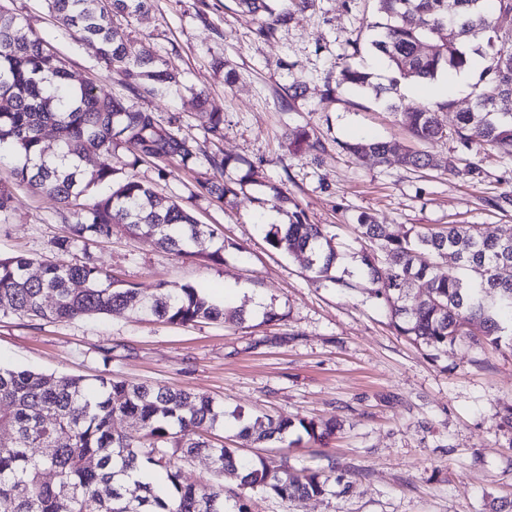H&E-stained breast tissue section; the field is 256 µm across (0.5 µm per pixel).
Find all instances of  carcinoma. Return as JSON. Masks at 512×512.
I'll return each mask as SVG.
<instances>
[{
  "label": "carcinoma",
  "instance_id": "obj_1",
  "mask_svg": "<svg viewBox=\"0 0 512 512\" xmlns=\"http://www.w3.org/2000/svg\"><path fill=\"white\" fill-rule=\"evenodd\" d=\"M151 0H47L57 23L98 45L101 66L123 74L127 94L100 95L90 82L74 83L62 59L40 36L22 33L21 21L0 5V160L8 156L14 179L52 195L60 204L65 235L54 245L62 251L109 240L123 229L147 236L164 250L189 257L221 260L211 249L217 232L201 225L177 202L140 181L128 168L152 163L158 177L168 167H189L201 148L180 135L179 118L166 120L137 104V99L180 84L150 48L132 54L112 28V15H136ZM380 20L367 24L364 40L349 43L351 52L339 66L335 84H326L325 99L350 91H368L375 101L399 117L410 136L433 144L454 136L458 151L479 143L487 155L512 159V112L499 104L512 100V0H375ZM257 21L256 36L274 37L290 13L278 12L272 0H236ZM388 61L389 83L375 81L359 62L363 55ZM484 60L468 111H455L453 132L441 119L454 111L444 99L417 107L404 104V81H431L449 71ZM52 127L57 149L42 145V131ZM294 152H324L325 143L308 126L285 135ZM336 148L357 161L379 165L397 162L409 170L459 172L456 155L444 164L424 150L403 147L394 139L338 141ZM124 149L128 162L118 155ZM99 162L92 172L83 162ZM219 176L242 160L222 151L204 154ZM263 172L251 163L236 181L197 183V194L224 205L247 185L261 182ZM272 207L291 211L290 222L273 224L267 244L280 252L301 255L317 280L341 287L352 284L336 276L339 256L325 225L309 223L306 212L272 186ZM365 245L359 274L372 285L373 298L385 306L392 327L439 354L460 343L512 352V238L486 224H445L413 229L399 236L389 225L364 214L358 221ZM452 259L464 271L450 277L441 271ZM39 272L31 273L33 266ZM132 311L170 324L200 321L242 324V307H220L186 285L157 289L146 296L122 284L90 256L58 265L19 255L0 258V314L33 320L69 321ZM91 396L81 377L0 367V512H248L245 491L259 490L300 503L311 497L344 496L350 484L330 466L294 469L271 458L245 461L240 448L249 443L277 442L288 448V434L299 426L314 442L329 437L335 425L263 416L239 418L237 445L226 446L211 431L224 421V409L199 393L133 383L110 375L96 378ZM116 417L138 425L135 434L118 431ZM204 456L218 480H189L183 464ZM54 472L46 481L44 471ZM143 470L159 481L141 482ZM239 480L238 501H226L219 478Z\"/></svg>",
  "mask_w": 512,
  "mask_h": 512
}]
</instances>
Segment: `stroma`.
<instances>
[{
    "label": "stroma",
    "instance_id": "1",
    "mask_svg": "<svg viewBox=\"0 0 512 512\" xmlns=\"http://www.w3.org/2000/svg\"><path fill=\"white\" fill-rule=\"evenodd\" d=\"M5 6L26 31L52 43L76 78L103 93L124 94L121 73L100 66L96 43L59 27L45 0H5ZM377 18L372 0H314L265 41L233 0H151L137 16L113 15V28L131 49L152 48L182 75L181 87L142 98L140 106L163 118L179 115L182 136L260 166L267 183L219 206L196 193L198 182L214 177L205 159L163 180L152 164H140V180L217 230L222 261L189 258L120 233L88 251L114 279L145 294L161 284H190L229 307L260 301L261 311L242 324L186 326L129 312L66 322L0 315V366L89 382L109 373L209 395L224 407L228 443L239 414L336 419L339 427L326 444L294 431L295 447L243 454L283 459L297 469L336 464L351 481L350 492L301 504L251 492L249 512H487L490 504L512 501V434L499 428L504 406L512 403V353L461 343L431 359L428 349L391 326L367 291L312 281L302 259L265 241L269 221H288L268 202L274 186L300 204L310 223L327 226L342 268L351 271L359 265L364 213L398 234L489 224L512 237V205H494L512 195V160L473 146L462 159L479 165L474 178L360 163L333 147L336 139L409 140L396 115L371 95L350 93L333 103L321 98L349 41ZM296 82L306 83L307 92L294 108L284 107L278 92ZM199 92L206 112L224 115V137L214 144L205 132L206 112L192 101ZM303 125L330 143L320 160L283 146L286 132ZM0 184L14 196L9 219L0 223V257L23 254L60 264L81 257V249L62 253L53 245L64 229L54 198L16 184L6 165H0Z\"/></svg>",
    "mask_w": 512,
    "mask_h": 512
}]
</instances>
